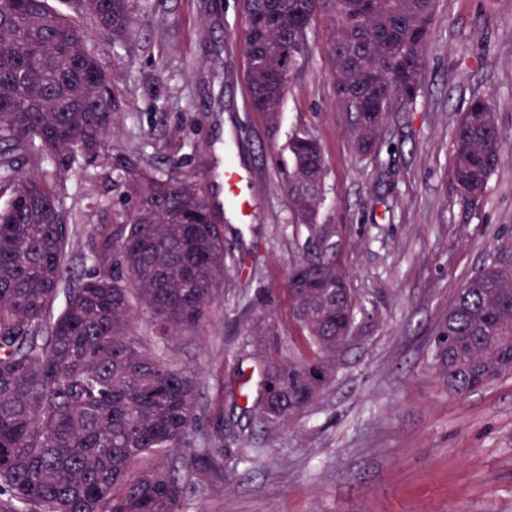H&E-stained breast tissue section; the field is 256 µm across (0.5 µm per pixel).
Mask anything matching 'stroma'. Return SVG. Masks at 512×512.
I'll list each match as a JSON object with an SVG mask.
<instances>
[{
    "instance_id": "35a3bbf8",
    "label": "stroma",
    "mask_w": 512,
    "mask_h": 512,
    "mask_svg": "<svg viewBox=\"0 0 512 512\" xmlns=\"http://www.w3.org/2000/svg\"><path fill=\"white\" fill-rule=\"evenodd\" d=\"M134 13L125 42L104 33L94 41L112 77L105 147L67 172L42 165L68 213L69 285L92 269L94 229L122 219L121 177L149 171L197 181L224 226L227 253L257 271L250 279L229 269L223 301L202 331L178 342L176 357L201 380L203 433L234 429L220 387L248 319L240 290L264 300L285 341L298 336L287 281L305 235L292 222L280 171L290 137L304 130L325 161L318 222L334 235L336 260L362 305L335 378L274 434L251 423L250 460L226 457L217 477L203 447L191 446L200 470L185 485L182 512H512V374L451 395L432 346L458 290L498 234L512 230V0H438L420 97L384 128L376 156L354 149L336 107L325 17L312 23L309 58L272 128L248 107L238 0H135ZM475 96L492 104L509 139L483 199L470 206L449 170L451 133ZM171 157L179 169L170 170ZM228 159L255 199L251 223L224 205Z\"/></svg>"
}]
</instances>
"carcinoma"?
Wrapping results in <instances>:
<instances>
[{"label": "carcinoma", "mask_w": 512, "mask_h": 512, "mask_svg": "<svg viewBox=\"0 0 512 512\" xmlns=\"http://www.w3.org/2000/svg\"><path fill=\"white\" fill-rule=\"evenodd\" d=\"M437 0H240L247 20L249 104L275 125L285 91L309 54L308 30L331 21L337 107L354 147L380 150L383 127L417 103ZM0 0V512H180L198 461L178 455L200 432L199 378L175 365L174 342L206 323L224 297L229 265L202 188L142 172L121 186L131 203L117 230L96 233L94 272L64 287L69 225L41 164L69 171L112 131L110 79L88 45L90 16L112 40L128 39L131 0ZM450 177L470 204L485 195L504 153L490 103L471 98L452 132ZM288 207L307 250L291 267L292 319L309 356L282 344L265 314L243 327L223 400L275 430L311 405L336 373L352 296L336 244L317 224L324 158L305 131L289 143ZM29 165L21 170L20 163ZM325 288L295 284L300 272ZM136 313L151 335L131 333ZM435 368L462 396L512 373V236L456 294L434 337Z\"/></svg>", "instance_id": "carcinoma-1"}]
</instances>
